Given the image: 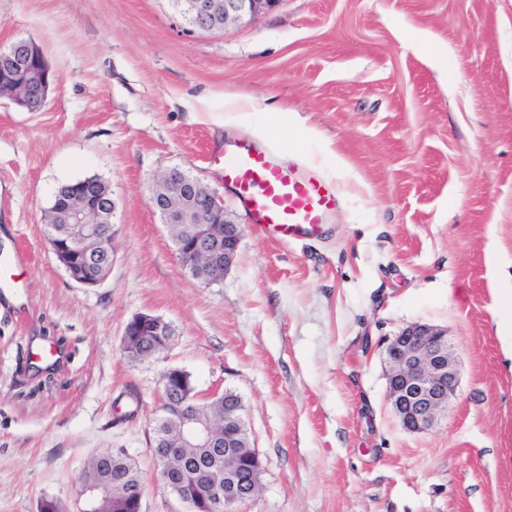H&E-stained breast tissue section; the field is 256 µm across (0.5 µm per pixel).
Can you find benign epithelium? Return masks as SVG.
<instances>
[{"mask_svg":"<svg viewBox=\"0 0 512 512\" xmlns=\"http://www.w3.org/2000/svg\"><path fill=\"white\" fill-rule=\"evenodd\" d=\"M281 0H180L190 25L199 30L222 29L229 24L253 18L279 5ZM13 64L0 67V96L8 95L30 112L40 111L50 86L59 75L47 64L40 48L31 41H20L3 53ZM151 206L167 215V224H178L182 235L178 256L193 270L200 265L220 279L232 265L242 238V228L225 220L224 203L214 192L201 191L197 179L178 169L165 172L148 190ZM115 202L107 189L86 187L63 192L61 214L63 227L57 230L54 255L66 273L84 287L98 285L109 264L107 242L102 225L111 223ZM82 259L99 274L91 276L77 263ZM167 331L165 321L150 313H139L124 328L123 341L134 336H161ZM385 361L388 365V397L401 426L409 432L430 427L448 410V401L457 387V369L448 347L446 332L428 324H412L387 339ZM166 373L175 381L169 395H160L167 403L164 419L180 428L177 448H155L160 461L162 484L181 501L194 504L184 495L181 477L194 467L185 448L210 449L214 467L208 470V512H240V507L257 495L263 463L256 449L248 443L241 417V400L232 391L215 397L224 405L220 425L215 430L204 418L199 395L180 368ZM78 512H99L98 488L75 484Z\"/></svg>","mask_w":512,"mask_h":512,"instance_id":"obj_1","label":"benign epithelium"}]
</instances>
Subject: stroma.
<instances>
[{
  "label": "stroma",
  "mask_w": 512,
  "mask_h": 512,
  "mask_svg": "<svg viewBox=\"0 0 512 512\" xmlns=\"http://www.w3.org/2000/svg\"><path fill=\"white\" fill-rule=\"evenodd\" d=\"M37 44L60 77L30 112L0 98V512L72 508L74 477L121 448L143 512H187L157 479L151 421L170 367L227 390L263 461L243 512H512V0H281L202 31L175 0H0V50ZM251 102L240 112L238 100ZM264 137L331 179L322 234L258 232L224 153ZM178 168L243 235L219 282L191 278L150 185ZM108 185L112 266L93 288L56 261L43 214L63 184ZM29 261L15 265L17 249ZM175 336L130 361L125 324ZM445 329L448 412L410 433L387 397L385 341ZM57 362L38 366L36 343Z\"/></svg>",
  "instance_id": "stroma-1"
}]
</instances>
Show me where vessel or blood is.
I'll use <instances>...</instances> for the list:
<instances>
[{
  "instance_id": "obj_1",
  "label": "vessel or blood",
  "mask_w": 512,
  "mask_h": 512,
  "mask_svg": "<svg viewBox=\"0 0 512 512\" xmlns=\"http://www.w3.org/2000/svg\"><path fill=\"white\" fill-rule=\"evenodd\" d=\"M224 178L255 227L288 241L317 236L336 203L334 188L316 174L283 166L275 149L242 143L224 158Z\"/></svg>"
}]
</instances>
